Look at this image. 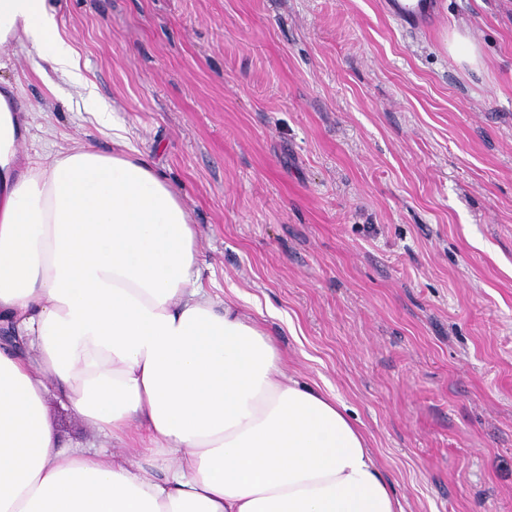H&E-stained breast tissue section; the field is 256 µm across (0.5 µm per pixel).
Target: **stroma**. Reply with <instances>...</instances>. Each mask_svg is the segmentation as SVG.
Masks as SVG:
<instances>
[{"mask_svg":"<svg viewBox=\"0 0 512 512\" xmlns=\"http://www.w3.org/2000/svg\"><path fill=\"white\" fill-rule=\"evenodd\" d=\"M82 76L0 47L37 156L130 146L198 275L344 405L403 512H512V0H53ZM466 35L478 60L451 53ZM63 446L111 448L55 396ZM382 6L388 17L413 31L429 28L444 12V0H383Z\"/></svg>","mask_w":512,"mask_h":512,"instance_id":"1","label":"stroma"}]
</instances>
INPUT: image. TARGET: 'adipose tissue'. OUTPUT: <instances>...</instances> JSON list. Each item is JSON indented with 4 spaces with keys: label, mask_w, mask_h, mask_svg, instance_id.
<instances>
[{
    "label": "adipose tissue",
    "mask_w": 512,
    "mask_h": 512,
    "mask_svg": "<svg viewBox=\"0 0 512 512\" xmlns=\"http://www.w3.org/2000/svg\"><path fill=\"white\" fill-rule=\"evenodd\" d=\"M28 38L78 79L49 0H0V45ZM34 159L0 92V512H398L345 408L283 379L254 320L198 279L182 195L130 148ZM123 454L60 447L49 388Z\"/></svg>",
    "instance_id": "1"
}]
</instances>
